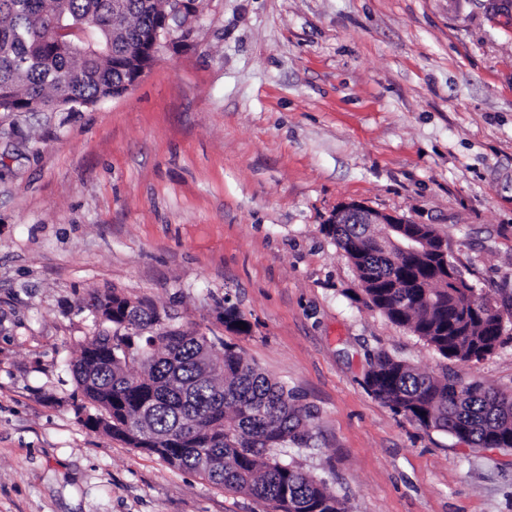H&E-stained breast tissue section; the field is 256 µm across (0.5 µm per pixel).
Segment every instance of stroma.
<instances>
[{"label": "stroma", "mask_w": 512, "mask_h": 512, "mask_svg": "<svg viewBox=\"0 0 512 512\" xmlns=\"http://www.w3.org/2000/svg\"><path fill=\"white\" fill-rule=\"evenodd\" d=\"M351 200L433 225L512 312V0H198L123 95L0 112V512H271L86 425L69 366L115 292L287 384L289 455L348 512H512V449L364 382L383 350L512 394V335L462 364L366 304L321 231Z\"/></svg>", "instance_id": "35a3bbf8"}]
</instances>
